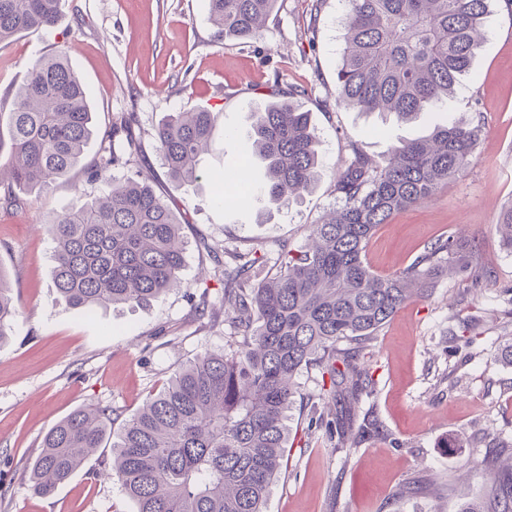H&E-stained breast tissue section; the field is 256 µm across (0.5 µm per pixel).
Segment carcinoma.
<instances>
[{"label":"carcinoma","mask_w":512,"mask_h":512,"mask_svg":"<svg viewBox=\"0 0 512 512\" xmlns=\"http://www.w3.org/2000/svg\"><path fill=\"white\" fill-rule=\"evenodd\" d=\"M491 0H344L346 33L336 72V106L390 112L411 120L448 108L469 75L483 41ZM276 0H209V19L224 37L260 36ZM60 0H0V42L51 27ZM288 99L254 113L246 150L265 164L276 203L297 198L314 181L317 137L309 113ZM469 122L447 119L427 137L402 141L373 161L360 148L339 169L332 209L310 227L301 249L279 245L277 273L256 281L264 261L251 250L226 254L224 315L242 327L236 348L189 361L142 409L111 434L110 410L79 409L44 436L28 490L47 496L88 456L109 443L102 468L117 476L137 512H264L283 468L288 411L295 379L308 366L329 379L322 396L335 412L339 438L358 445L379 432L376 419H358V404L374 382L358 363L359 348L402 307L424 297L445 270L473 288L484 265L467 243L439 238L411 265L386 277L365 262L376 229L405 209L431 199L470 164L483 131L481 111ZM215 127L204 109L175 112L154 139L169 178L192 184ZM97 128L86 90L62 53L45 55L0 112V204L22 210L19 190L41 191L84 159ZM130 118L106 129L87 182L106 190L77 209L51 216L44 230L54 243L57 291L74 307L140 306L181 286L186 242L182 224L146 181L117 179L112 169L138 154ZM17 306L0 273V343ZM490 494L460 503L458 512H512V456L502 448L484 459Z\"/></svg>","instance_id":"carcinoma-1"}]
</instances>
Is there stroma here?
<instances>
[{
	"instance_id": "obj_1",
	"label": "stroma",
	"mask_w": 512,
	"mask_h": 512,
	"mask_svg": "<svg viewBox=\"0 0 512 512\" xmlns=\"http://www.w3.org/2000/svg\"><path fill=\"white\" fill-rule=\"evenodd\" d=\"M491 10L452 103L453 119L470 120L475 105L485 117L471 165L430 202L380 225L366 248L368 266L384 277L452 236L473 246L491 275L463 298L455 277L443 274L377 332L363 360L374 387L359 409L373 411L382 432L358 446L326 429L318 370L300 372L288 418L298 442L265 512H456L463 498L491 484L485 453L512 446V365L501 355L512 337L504 296L512 288V249L499 226L512 205V17L502 0ZM343 14L342 0H278L261 36L244 42L219 36L208 0H62L55 26L0 42V112L12 108L11 87L38 58L62 52L85 85L98 128L133 114L140 152L113 174L150 178L180 216L187 243L182 288L146 306L73 307L54 286V243L43 225L87 201L84 169L31 194L26 209L0 208V272L19 305L0 343V512H136L117 479H93L95 456L52 496L30 495L26 482L44 434L88 405L110 409L120 431L182 365L229 350L233 327L199 306L221 303L224 274L213 251L253 248L269 257L280 243L300 246L336 206L335 176L351 146L379 160L398 142L428 135L438 113L403 122L337 107ZM301 85L320 174L297 200L277 206L263 162L245 157L244 146L252 113ZM196 107L216 116L202 170L248 165L246 204H213L207 177L191 185L167 178L154 130L169 114ZM462 332L471 343L458 341Z\"/></svg>"
}]
</instances>
